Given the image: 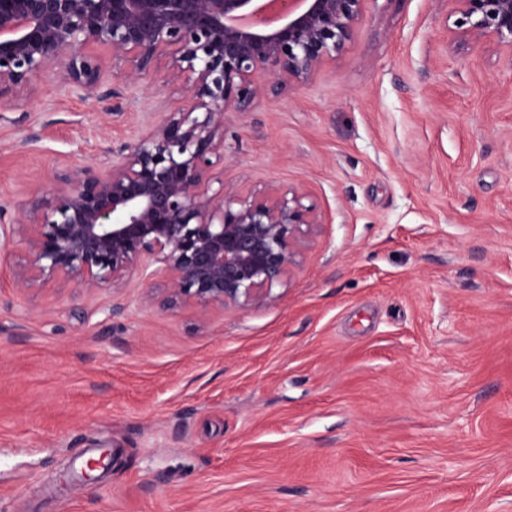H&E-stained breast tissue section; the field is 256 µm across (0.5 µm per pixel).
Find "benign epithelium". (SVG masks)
Masks as SVG:
<instances>
[{"mask_svg": "<svg viewBox=\"0 0 512 512\" xmlns=\"http://www.w3.org/2000/svg\"><path fill=\"white\" fill-rule=\"evenodd\" d=\"M366 0H0V99L53 69L59 89L109 102L118 119L168 59L185 104L144 112L96 167L29 183L0 200V239L20 236L17 288L58 280L86 291L168 278L167 302L274 305L321 216L306 193L273 185L210 191L224 116L308 83L351 41ZM457 34L512 49V0H455ZM112 60L109 83L99 52Z\"/></svg>", "mask_w": 512, "mask_h": 512, "instance_id": "7a95c632", "label": "benign epithelium"}]
</instances>
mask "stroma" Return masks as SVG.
<instances>
[{
    "instance_id": "obj_1",
    "label": "stroma",
    "mask_w": 512,
    "mask_h": 512,
    "mask_svg": "<svg viewBox=\"0 0 512 512\" xmlns=\"http://www.w3.org/2000/svg\"><path fill=\"white\" fill-rule=\"evenodd\" d=\"M456 19L366 0L311 81L226 115L214 176L323 217L276 305L0 267V512H512V49ZM52 80L0 120L21 204L19 166L46 184L132 131Z\"/></svg>"
}]
</instances>
